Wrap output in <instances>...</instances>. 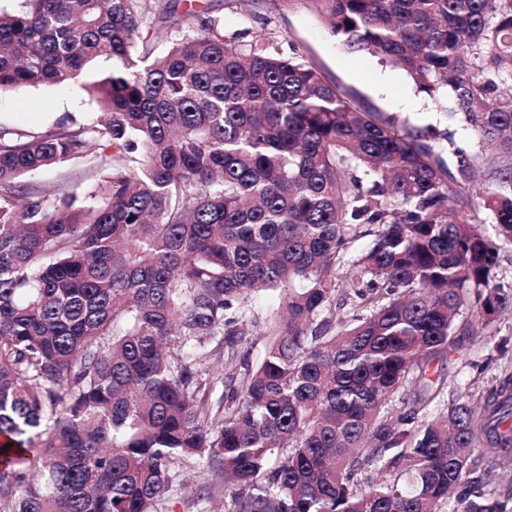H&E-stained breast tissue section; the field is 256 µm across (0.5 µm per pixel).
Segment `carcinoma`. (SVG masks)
Returning <instances> with one entry per match:
<instances>
[{"label":"carcinoma","instance_id":"carcinoma-1","mask_svg":"<svg viewBox=\"0 0 512 512\" xmlns=\"http://www.w3.org/2000/svg\"><path fill=\"white\" fill-rule=\"evenodd\" d=\"M17 2L1 91L112 71L86 85L94 119L0 125V512H157L199 459L227 512H512L475 455L512 460V373L422 417L429 366L512 309L481 230L512 242V0H281L451 103L464 143L357 105L265 33L232 43L193 0ZM74 159L79 205L26 179ZM256 291L281 305L264 357L214 401Z\"/></svg>","mask_w":512,"mask_h":512}]
</instances>
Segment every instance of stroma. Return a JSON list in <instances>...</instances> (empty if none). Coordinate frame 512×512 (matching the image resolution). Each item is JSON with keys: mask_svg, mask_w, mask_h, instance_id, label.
Here are the masks:
<instances>
[{"mask_svg": "<svg viewBox=\"0 0 512 512\" xmlns=\"http://www.w3.org/2000/svg\"><path fill=\"white\" fill-rule=\"evenodd\" d=\"M214 15L224 22L226 39L249 43L265 33L284 55L299 54L314 61L328 81L357 105L387 116L397 115L417 127L437 125L435 106L418 93L398 69L386 66L366 53H353L333 38L312 14L281 9L279 0H209ZM95 100L84 88L83 79L28 87L17 92H0V123L41 129L64 116L87 118L97 112ZM279 307L267 294L254 296L249 315L257 334L248 336L238 358L258 365L266 338L259 330L273 320ZM512 371V311H503L486 328L469 350L432 364L430 374L443 377L447 386L437 404L476 403L502 370ZM193 483L173 484L159 504L158 512H211L223 500L224 489L212 484L208 465L197 467Z\"/></svg>", "mask_w": 512, "mask_h": 512, "instance_id": "stroma-1", "label": "stroma"}]
</instances>
